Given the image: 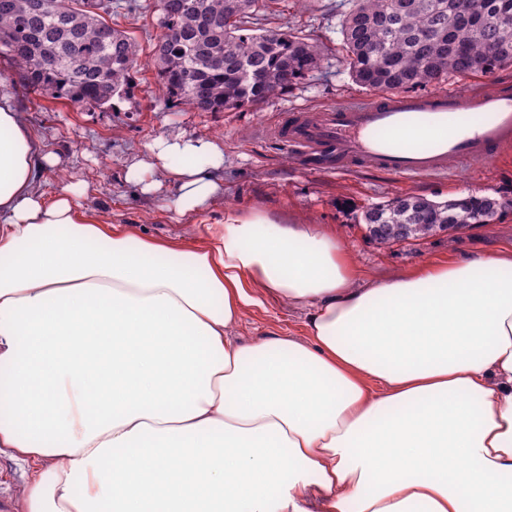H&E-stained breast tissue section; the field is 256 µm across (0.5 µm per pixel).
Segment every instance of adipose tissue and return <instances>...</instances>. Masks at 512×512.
Masks as SVG:
<instances>
[{"label": "adipose tissue", "instance_id": "1", "mask_svg": "<svg viewBox=\"0 0 512 512\" xmlns=\"http://www.w3.org/2000/svg\"><path fill=\"white\" fill-rule=\"evenodd\" d=\"M0 82V455L27 512H512V248L355 287L335 236L225 208L224 151L158 136L128 177L201 246L102 224ZM265 295L306 337L224 330ZM33 473L32 465L0 456V493H9L15 499L18 512H26L21 492Z\"/></svg>", "mask_w": 512, "mask_h": 512}]
</instances>
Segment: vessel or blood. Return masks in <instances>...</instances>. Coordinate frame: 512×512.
<instances>
[{
    "instance_id": "vessel-or-blood-1",
    "label": "vessel or blood",
    "mask_w": 512,
    "mask_h": 512,
    "mask_svg": "<svg viewBox=\"0 0 512 512\" xmlns=\"http://www.w3.org/2000/svg\"><path fill=\"white\" fill-rule=\"evenodd\" d=\"M430 131L426 142L413 133ZM265 134L305 170L366 169L402 179L440 175L512 151V84L466 90L385 91L317 110L282 113Z\"/></svg>"
}]
</instances>
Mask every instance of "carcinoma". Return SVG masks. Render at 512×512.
Instances as JSON below:
<instances>
[{
  "mask_svg": "<svg viewBox=\"0 0 512 512\" xmlns=\"http://www.w3.org/2000/svg\"><path fill=\"white\" fill-rule=\"evenodd\" d=\"M341 20L353 80L375 90H415L450 75L512 68V0H349ZM154 47L168 94L201 112L256 107L321 66L318 45L291 29L266 30L268 0H158ZM112 0H0V54L33 93L102 106L125 92L138 66L131 38L108 23ZM478 15V25L467 18ZM501 202L467 194L444 202L397 195L361 216L367 237L395 229L422 239L441 228L489 224Z\"/></svg>",
  "mask_w": 512,
  "mask_h": 512,
  "instance_id": "cac0c4a2",
  "label": "carcinoma"
}]
</instances>
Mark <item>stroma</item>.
Segmentation results:
<instances>
[{
	"mask_svg": "<svg viewBox=\"0 0 512 512\" xmlns=\"http://www.w3.org/2000/svg\"><path fill=\"white\" fill-rule=\"evenodd\" d=\"M115 0L114 28L134 41L138 66L125 94L102 107L79 106L51 94L33 93L18 72L0 57V81L7 84L25 122L60 158L42 178L45 191L67 183H85L90 192L82 206L102 223L122 224L155 239L200 243L199 227L161 209V197L174 196L163 169L152 177L163 184L161 196H145L127 177L130 163L141 157L154 137L205 138L224 149V192L208 212L210 219L225 208L262 209L286 214L290 223L314 224L346 248L360 276L357 287L410 273L428 262L474 253L494 255L512 246V154L494 156L470 167L449 162L445 174L401 180L358 170L306 171L289 152L261 134L281 112L301 106L316 109L366 95L346 66L340 19L349 0H275L265 14V28L290 27L314 38L323 61L297 85L268 97L256 107L200 112L169 98L152 59L161 33L157 0ZM473 193L501 199L505 207L493 223L465 232H445L411 242L380 246L369 241L360 224L369 206L398 194H419L442 202ZM307 308L268 300L247 309L226 329V336L251 345L270 336L303 339Z\"/></svg>",
	"mask_w": 512,
	"mask_h": 512,
	"instance_id": "1",
	"label": "stroma"
}]
</instances>
